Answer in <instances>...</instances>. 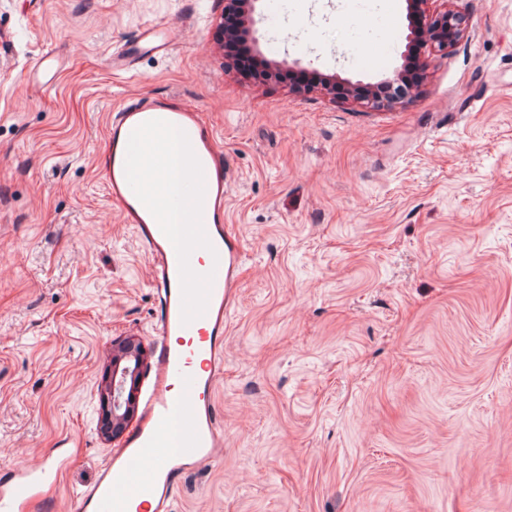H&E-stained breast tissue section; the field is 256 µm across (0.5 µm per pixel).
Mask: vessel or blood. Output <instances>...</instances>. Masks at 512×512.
Returning <instances> with one entry per match:
<instances>
[{
	"instance_id": "vessel-or-blood-1",
	"label": "vessel or blood",
	"mask_w": 512,
	"mask_h": 512,
	"mask_svg": "<svg viewBox=\"0 0 512 512\" xmlns=\"http://www.w3.org/2000/svg\"><path fill=\"white\" fill-rule=\"evenodd\" d=\"M109 199L148 252L158 293L153 383L137 424L73 512H172L181 477L224 456L215 386L243 255L224 218L229 173L213 126L178 96L119 105L107 124ZM57 464L0 483V512H46Z\"/></svg>"
}]
</instances>
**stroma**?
<instances>
[{
  "label": "stroma",
  "instance_id": "1",
  "mask_svg": "<svg viewBox=\"0 0 512 512\" xmlns=\"http://www.w3.org/2000/svg\"><path fill=\"white\" fill-rule=\"evenodd\" d=\"M254 35L280 68L375 84L406 0H301ZM468 32L405 103L244 82L223 0H0V478L67 465L70 512L119 439L112 348L153 346L145 246L110 207L113 108L175 94L224 149L246 254L216 384L224 459L173 512H512V0H458ZM171 52L113 51L147 28Z\"/></svg>",
  "mask_w": 512,
  "mask_h": 512
}]
</instances>
